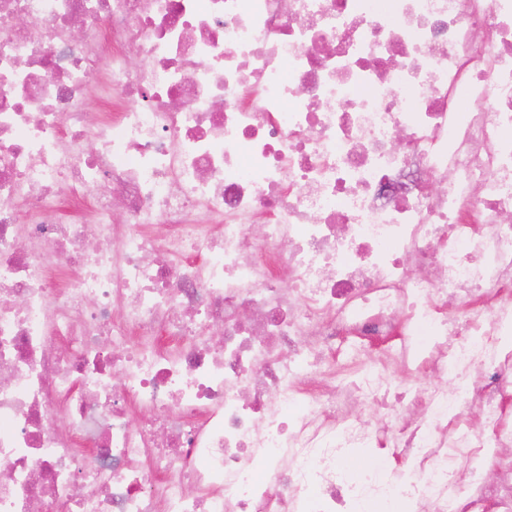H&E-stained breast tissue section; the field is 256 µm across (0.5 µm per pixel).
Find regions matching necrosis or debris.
<instances>
[{"label": "necrosis or debris", "instance_id": "necrosis-or-debris-1", "mask_svg": "<svg viewBox=\"0 0 512 512\" xmlns=\"http://www.w3.org/2000/svg\"><path fill=\"white\" fill-rule=\"evenodd\" d=\"M511 400L512 0H0V512H512Z\"/></svg>", "mask_w": 512, "mask_h": 512}]
</instances>
